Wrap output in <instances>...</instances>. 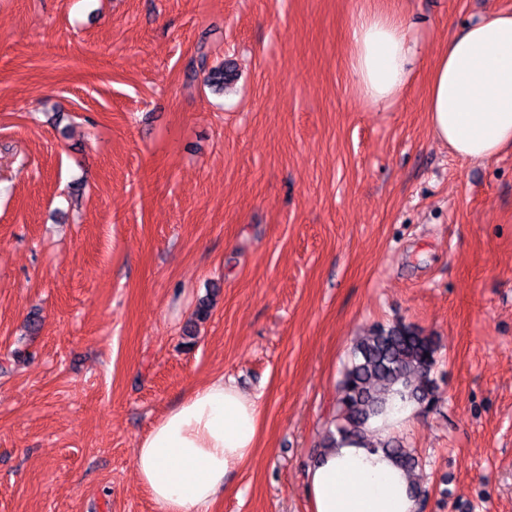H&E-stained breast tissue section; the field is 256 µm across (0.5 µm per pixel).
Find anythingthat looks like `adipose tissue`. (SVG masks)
Returning <instances> with one entry per match:
<instances>
[{
  "label": "adipose tissue",
  "instance_id": "adipose-tissue-1",
  "mask_svg": "<svg viewBox=\"0 0 512 512\" xmlns=\"http://www.w3.org/2000/svg\"><path fill=\"white\" fill-rule=\"evenodd\" d=\"M406 15L360 13L349 31L350 68L373 107L394 105L414 72L418 40ZM435 138L480 162L512 147V11L490 7L449 36L428 77ZM259 396L215 378L189 393L143 436L137 475L159 512H208L230 475L248 463L263 422ZM312 512H417L412 479L380 449H323L305 473Z\"/></svg>",
  "mask_w": 512,
  "mask_h": 512
}]
</instances>
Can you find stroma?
Segmentation results:
<instances>
[{
  "mask_svg": "<svg viewBox=\"0 0 512 512\" xmlns=\"http://www.w3.org/2000/svg\"><path fill=\"white\" fill-rule=\"evenodd\" d=\"M367 4L421 45L386 111L349 67ZM489 4L0 0V512H158L138 441L218 376L264 421L210 512H311L352 343L398 319L440 347V403L393 430L424 512H512V150L460 160L426 112Z\"/></svg>",
  "mask_w": 512,
  "mask_h": 512,
  "instance_id": "obj_1",
  "label": "stroma"
}]
</instances>
